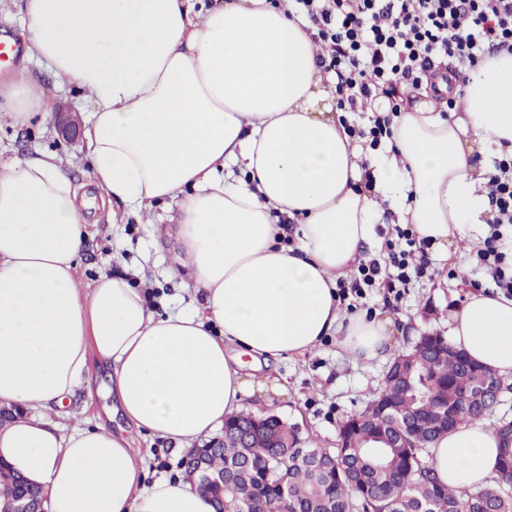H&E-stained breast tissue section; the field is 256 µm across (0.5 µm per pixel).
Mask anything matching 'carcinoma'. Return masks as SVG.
<instances>
[{"instance_id":"obj_1","label":"carcinoma","mask_w":512,"mask_h":512,"mask_svg":"<svg viewBox=\"0 0 512 512\" xmlns=\"http://www.w3.org/2000/svg\"><path fill=\"white\" fill-rule=\"evenodd\" d=\"M421 350L398 355L378 396L342 422L334 448L301 445L297 427L275 416L242 411L224 422V447L209 466L224 472V501L215 512H512V427L496 426L498 477L475 492L442 484L429 465L433 444L448 434V405L489 372L439 335L423 336ZM499 403L462 407V422L491 415ZM258 428L248 446L237 425ZM6 496L30 497L29 485L0 466Z\"/></svg>"}]
</instances>
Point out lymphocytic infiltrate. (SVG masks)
<instances>
[{"label": "lymphocytic infiltrate", "mask_w": 512, "mask_h": 512, "mask_svg": "<svg viewBox=\"0 0 512 512\" xmlns=\"http://www.w3.org/2000/svg\"><path fill=\"white\" fill-rule=\"evenodd\" d=\"M313 23L321 44L319 59L335 73L339 106L368 113V123L347 125L349 136L378 145L391 135V120L420 84H434L444 61L465 79L486 54H512V0H297ZM386 95L389 114H369L374 94ZM494 218L490 232L473 255L495 286L512 293V250L500 232L512 225V153L495 161L489 178ZM430 267L424 241L394 227L382 258L361 262L356 275L337 284L340 301L365 298L367 289L384 291L387 305L400 303L413 281Z\"/></svg>", "instance_id": "obj_1"}]
</instances>
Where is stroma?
I'll return each mask as SVG.
<instances>
[{"label":"stroma","mask_w":512,"mask_h":512,"mask_svg":"<svg viewBox=\"0 0 512 512\" xmlns=\"http://www.w3.org/2000/svg\"><path fill=\"white\" fill-rule=\"evenodd\" d=\"M36 152L56 155L74 182H85L91 177L81 134L61 136L54 112H47L40 123L24 128L0 121L1 162ZM168 209V203H160L147 222L130 215L121 224L103 221L94 225L78 260L81 284H91L102 273L126 272L134 275L136 283L150 285L151 302L158 311L185 309L179 281L169 275L175 242L163 234ZM483 278V273L470 262L460 274L450 277L433 268L428 276L415 282L393 312L395 318L406 321L402 350L410 351L424 334L447 335L450 310L467 296L472 282ZM386 369L383 363L367 368L352 366L335 342L327 341L311 354L278 363V375L286 388L283 396L250 398L245 408L277 415L298 426L303 438L332 448L336 445L338 422L364 406L380 388ZM104 404V398H90L80 391L51 412L50 418L66 434L77 426H95L98 415L104 412ZM134 446L149 479L183 475L184 455L173 442L141 434L136 436Z\"/></svg>","instance_id":"stroma-1"}]
</instances>
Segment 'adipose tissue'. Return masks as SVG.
Listing matches in <instances>:
<instances>
[{
  "label": "adipose tissue",
  "mask_w": 512,
  "mask_h": 512,
  "mask_svg": "<svg viewBox=\"0 0 512 512\" xmlns=\"http://www.w3.org/2000/svg\"><path fill=\"white\" fill-rule=\"evenodd\" d=\"M22 12L28 56L53 83H0V118L44 115L56 86L84 93L98 193L79 191L51 156L0 163V400L29 411L0 428V463L43 489L47 512H214L188 479L147 481L131 432L191 448L246 397L282 390L273 375L254 378L255 364L331 336L353 365L394 358L393 318L347 311L336 283L387 210L439 264L457 237H486L493 215L476 158L491 143L512 152V55L468 71L453 118L418 89L390 137L366 150L326 107L320 47L289 0H23ZM159 200L176 207L171 274L192 311L156 314L126 275L80 288L90 209L142 216ZM283 216L295 224L290 244ZM449 336L512 379V296L470 292ZM96 362L112 369L126 424L63 434L41 412L63 405ZM498 458L481 420L442 437L430 463L443 484L474 490Z\"/></svg>",
  "instance_id": "1"
}]
</instances>
